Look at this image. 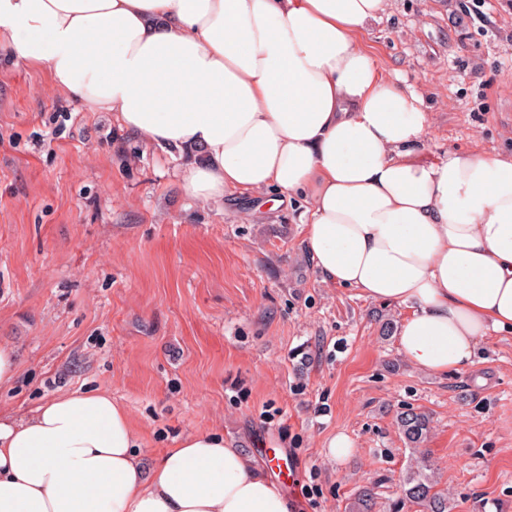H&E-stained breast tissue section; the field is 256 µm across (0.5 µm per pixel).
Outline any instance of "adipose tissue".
<instances>
[{
  "instance_id": "1",
  "label": "adipose tissue",
  "mask_w": 512,
  "mask_h": 512,
  "mask_svg": "<svg viewBox=\"0 0 512 512\" xmlns=\"http://www.w3.org/2000/svg\"><path fill=\"white\" fill-rule=\"evenodd\" d=\"M386 0H0V50L86 111L174 148L183 190L306 204L323 282L406 307L403 356L442 375L512 334V155L424 159L423 99L362 44ZM223 436L146 467L126 407L66 392L0 414V512H294Z\"/></svg>"
}]
</instances>
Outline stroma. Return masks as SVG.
<instances>
[{
	"label": "stroma",
	"mask_w": 512,
	"mask_h": 512,
	"mask_svg": "<svg viewBox=\"0 0 512 512\" xmlns=\"http://www.w3.org/2000/svg\"><path fill=\"white\" fill-rule=\"evenodd\" d=\"M362 41L429 114L426 157L512 151V9L498 0H388ZM178 151L56 90L43 63L0 52V345L18 359L0 412L75 390L129 411L147 464L191 431L298 469L297 512H417L404 478L424 458L448 512H512V334L433 376L385 321L406 308L322 283L303 205L184 193ZM424 413L418 448L397 427ZM353 443L327 455L332 436Z\"/></svg>",
	"instance_id": "35a3bbf8"
}]
</instances>
